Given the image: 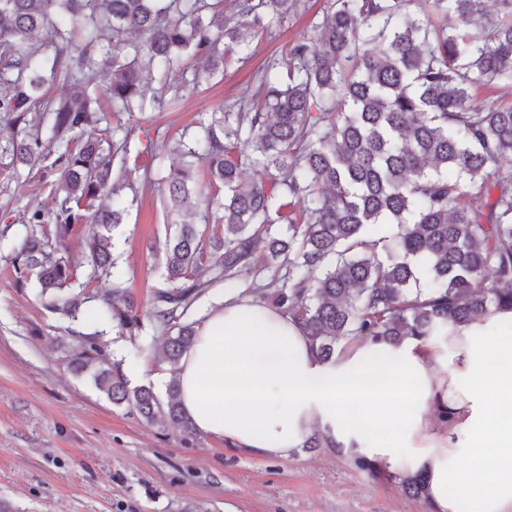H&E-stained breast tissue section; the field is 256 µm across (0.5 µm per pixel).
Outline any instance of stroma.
<instances>
[{"label": "stroma", "mask_w": 512, "mask_h": 512, "mask_svg": "<svg viewBox=\"0 0 512 512\" xmlns=\"http://www.w3.org/2000/svg\"><path fill=\"white\" fill-rule=\"evenodd\" d=\"M224 15L239 24L247 53L227 54L223 71L202 73L183 58L173 73L156 69L147 92L177 87L165 108L120 114L110 101L109 124L131 127L138 164L165 175L171 149L184 129L219 105L239 102L268 64H288V49L313 35L330 0H295L281 18L251 26L238 0H224ZM17 130L0 121V512H428L425 499L407 495L397 480L358 471L349 459L305 448L288 459L259 458L201 433L142 419L114 405L90 374H74L67 355L79 334L102 331L101 342L130 387L164 393L170 366L152 345V323L140 335L100 330L90 308L78 320L47 311L37 284L15 280L11 259L19 247L24 213L50 212L55 199L38 170L17 164L8 147ZM126 221L111 234V251L124 287L141 312L152 307L164 241V205L154 185L135 179Z\"/></svg>", "instance_id": "1"}]
</instances>
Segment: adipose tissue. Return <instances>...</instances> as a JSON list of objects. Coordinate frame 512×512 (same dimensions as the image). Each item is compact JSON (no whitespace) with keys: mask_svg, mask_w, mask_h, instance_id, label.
Segmentation results:
<instances>
[{"mask_svg":"<svg viewBox=\"0 0 512 512\" xmlns=\"http://www.w3.org/2000/svg\"><path fill=\"white\" fill-rule=\"evenodd\" d=\"M512 310L443 325L447 356L415 340L313 353L293 318L228 294L183 354L196 431L285 459L319 434L331 452L425 480L429 512H512Z\"/></svg>","mask_w":512,"mask_h":512,"instance_id":"obj_1","label":"adipose tissue"}]
</instances>
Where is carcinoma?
Returning <instances> with one entry per match:
<instances>
[{
    "instance_id": "cac0c4a2",
    "label": "carcinoma",
    "mask_w": 512,
    "mask_h": 512,
    "mask_svg": "<svg viewBox=\"0 0 512 512\" xmlns=\"http://www.w3.org/2000/svg\"><path fill=\"white\" fill-rule=\"evenodd\" d=\"M413 1L445 23L406 10ZM290 7L240 0L255 25L262 12ZM61 11L80 18L83 50L54 22ZM105 26L112 46L99 45ZM41 35L51 61L34 50ZM238 39L208 0H0V113L24 131L12 156L32 168L49 159L58 174L55 208L23 216L12 267L17 281H37L53 313L74 320L100 301L105 322L130 336L142 330L110 250L128 212L122 191L137 173L127 166L131 130L117 139L98 127L87 50L99 48V65L112 72L113 110L133 112L143 110L154 67L186 55L215 71L224 65L220 44ZM288 57L287 79L263 76L249 107H219L183 132L188 160L156 179L166 229L150 318L171 370L197 335L186 317L198 297L244 275L261 301L279 283L274 305L301 323L324 361L358 340L425 346L444 324L512 308V105L487 109L472 95L479 83H512V0H333ZM62 60L82 88L39 100V72L49 62L55 76ZM39 102L44 115L33 121ZM243 139L251 153L241 158ZM142 179L156 181L147 167ZM102 197L112 204H95ZM83 224L93 230L76 259L69 240ZM211 252L218 259L205 269ZM94 282L109 289L95 291ZM68 365L92 371L113 404L193 433L176 378L163 397L129 388L100 332L79 337Z\"/></svg>"
}]
</instances>
